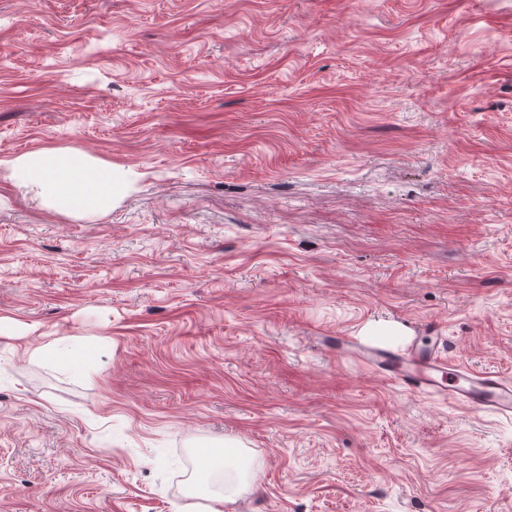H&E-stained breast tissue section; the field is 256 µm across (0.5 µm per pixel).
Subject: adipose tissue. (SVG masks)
Returning <instances> with one entry per match:
<instances>
[{"instance_id": "1", "label": "adipose tissue", "mask_w": 512, "mask_h": 512, "mask_svg": "<svg viewBox=\"0 0 512 512\" xmlns=\"http://www.w3.org/2000/svg\"><path fill=\"white\" fill-rule=\"evenodd\" d=\"M10 171L17 184L35 190L61 212H107L118 186L111 166L72 152L28 153L12 160ZM250 480L242 449L228 447L220 458L199 454L193 490L219 504L233 503L250 488Z\"/></svg>"}]
</instances>
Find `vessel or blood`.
I'll list each match as a JSON object with an SVG mask.
<instances>
[{
	"instance_id": "vessel-or-blood-1",
	"label": "vessel or blood",
	"mask_w": 512,
	"mask_h": 512,
	"mask_svg": "<svg viewBox=\"0 0 512 512\" xmlns=\"http://www.w3.org/2000/svg\"><path fill=\"white\" fill-rule=\"evenodd\" d=\"M444 341L442 326L429 321L415 326L413 336L398 348L340 336L336 350L410 393L438 395L470 411L512 419V380L454 363L445 353Z\"/></svg>"
}]
</instances>
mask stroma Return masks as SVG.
<instances>
[{
  "instance_id": "stroma-1",
  "label": "stroma",
  "mask_w": 512,
  "mask_h": 512,
  "mask_svg": "<svg viewBox=\"0 0 512 512\" xmlns=\"http://www.w3.org/2000/svg\"><path fill=\"white\" fill-rule=\"evenodd\" d=\"M429 320L512 379V0H0V512H174L227 445L234 512H512V419L336 353ZM11 178L30 187L60 212L105 213L117 180L112 165L72 152H32L9 161ZM226 447V446H225ZM242 448H224V460L202 450L197 461V475L193 490L222 506L234 503L250 488V467L243 457ZM216 478L224 479V492L211 490ZM211 508L209 512H221L222 508Z\"/></svg>"
}]
</instances>
